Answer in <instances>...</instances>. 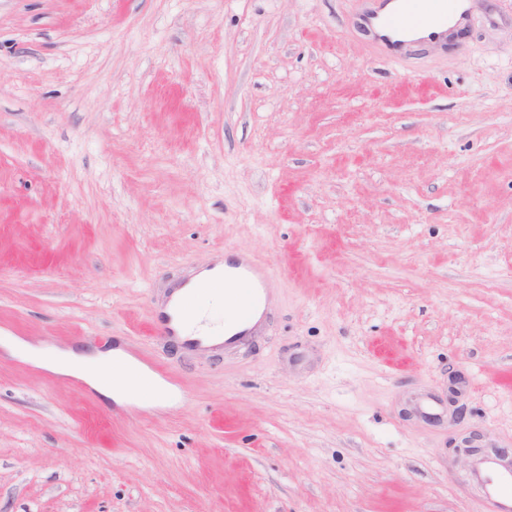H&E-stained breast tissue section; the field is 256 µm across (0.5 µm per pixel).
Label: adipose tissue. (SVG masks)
<instances>
[{"label":"adipose tissue","mask_w":512,"mask_h":512,"mask_svg":"<svg viewBox=\"0 0 512 512\" xmlns=\"http://www.w3.org/2000/svg\"><path fill=\"white\" fill-rule=\"evenodd\" d=\"M46 363L47 369L57 374L82 375L105 399L119 403L130 400L151 380L139 373L132 360L122 351L110 349L99 353H67Z\"/></svg>","instance_id":"ef3b65f1"}]
</instances>
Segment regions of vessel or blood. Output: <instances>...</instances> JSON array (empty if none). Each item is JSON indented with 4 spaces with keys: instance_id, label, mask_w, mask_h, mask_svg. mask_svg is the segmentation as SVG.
Listing matches in <instances>:
<instances>
[{
    "instance_id": "vessel-or-blood-1",
    "label": "vessel or blood",
    "mask_w": 512,
    "mask_h": 512,
    "mask_svg": "<svg viewBox=\"0 0 512 512\" xmlns=\"http://www.w3.org/2000/svg\"><path fill=\"white\" fill-rule=\"evenodd\" d=\"M386 11H376L367 23L377 30L387 56L405 54L415 35L431 41L462 23V0H390ZM226 289L227 303L235 310L236 329L211 330L192 321L191 300L199 287ZM268 299V274L251 257L241 254L212 270L203 284L185 283L177 296L154 309L152 326L159 335L187 350L212 348L215 342H234L247 332L252 321L264 310ZM473 479L484 490L493 512H512V467L497 457L479 459Z\"/></svg>"
}]
</instances>
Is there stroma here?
I'll return each instance as SVG.
<instances>
[{
  "label": "stroma",
  "instance_id": "35a3bbf8",
  "mask_svg": "<svg viewBox=\"0 0 512 512\" xmlns=\"http://www.w3.org/2000/svg\"><path fill=\"white\" fill-rule=\"evenodd\" d=\"M468 2L390 59L376 0H0V512H490L453 447L512 452V0ZM240 251L250 344L159 337ZM17 347L26 359L32 360L54 373L84 376L88 383L107 400L123 403L130 400L133 394L147 385L154 387L157 400L166 397L165 390L161 389L158 384L141 371L137 374V368L133 365L134 362L118 349H108L105 352L90 354L70 352L61 358L45 361L37 350L26 343L18 342ZM91 363H97L99 366L90 371L88 366ZM120 368L122 374L117 376ZM110 369L112 370V383L108 373Z\"/></svg>",
  "mask_w": 512,
  "mask_h": 512
}]
</instances>
